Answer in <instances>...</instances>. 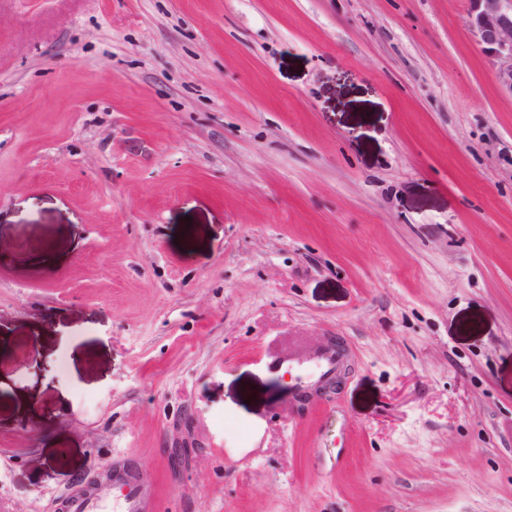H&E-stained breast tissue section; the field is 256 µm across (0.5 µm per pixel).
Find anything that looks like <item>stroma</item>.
Segmentation results:
<instances>
[{"instance_id":"stroma-1","label":"stroma","mask_w":512,"mask_h":512,"mask_svg":"<svg viewBox=\"0 0 512 512\" xmlns=\"http://www.w3.org/2000/svg\"><path fill=\"white\" fill-rule=\"evenodd\" d=\"M469 10L0 0V512L119 454L163 512H512V95ZM334 343L298 402L274 361Z\"/></svg>"}]
</instances>
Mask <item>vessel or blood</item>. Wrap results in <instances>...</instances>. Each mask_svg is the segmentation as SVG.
Masks as SVG:
<instances>
[{"instance_id":"b4317fda","label":"vessel or blood","mask_w":512,"mask_h":512,"mask_svg":"<svg viewBox=\"0 0 512 512\" xmlns=\"http://www.w3.org/2000/svg\"><path fill=\"white\" fill-rule=\"evenodd\" d=\"M345 360L344 352L332 348L307 356L288 355L280 367L296 378L297 392L322 385L335 376ZM159 494L146 483L127 460L115 458L105 466L102 478L88 487L62 497V512H159Z\"/></svg>"}]
</instances>
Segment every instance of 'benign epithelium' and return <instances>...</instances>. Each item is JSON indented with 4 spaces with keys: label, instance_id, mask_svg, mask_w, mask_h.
<instances>
[{
    "label": "benign epithelium",
    "instance_id": "7a95c632",
    "mask_svg": "<svg viewBox=\"0 0 512 512\" xmlns=\"http://www.w3.org/2000/svg\"><path fill=\"white\" fill-rule=\"evenodd\" d=\"M467 26L496 61L499 87L512 95V0H471Z\"/></svg>",
    "mask_w": 512,
    "mask_h": 512
}]
</instances>
